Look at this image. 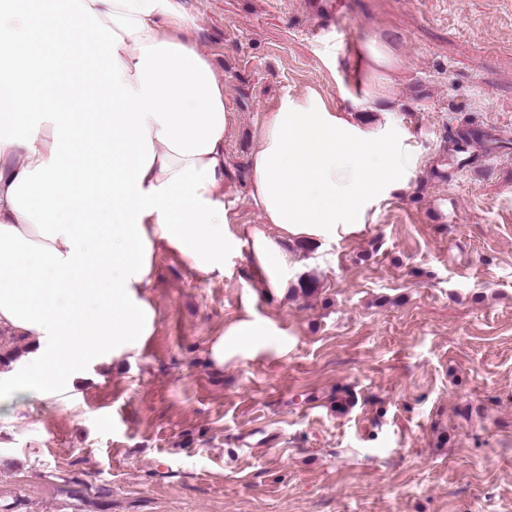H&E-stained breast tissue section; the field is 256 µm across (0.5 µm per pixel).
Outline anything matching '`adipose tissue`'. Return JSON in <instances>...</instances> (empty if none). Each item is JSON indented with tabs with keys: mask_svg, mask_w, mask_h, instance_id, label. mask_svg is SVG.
<instances>
[{
	"mask_svg": "<svg viewBox=\"0 0 512 512\" xmlns=\"http://www.w3.org/2000/svg\"><path fill=\"white\" fill-rule=\"evenodd\" d=\"M195 26L181 0H0V333L20 346L0 367V415L65 400L89 367L141 352L159 248L203 281L237 248L224 231L233 106ZM358 59L393 101L395 51L372 41ZM248 166L262 218L250 261L274 294L288 241L359 231L411 177L401 141L317 88L266 109ZM287 350V328L246 314L207 355L220 368Z\"/></svg>",
	"mask_w": 512,
	"mask_h": 512,
	"instance_id": "ef3b65f1",
	"label": "adipose tissue"
}]
</instances>
